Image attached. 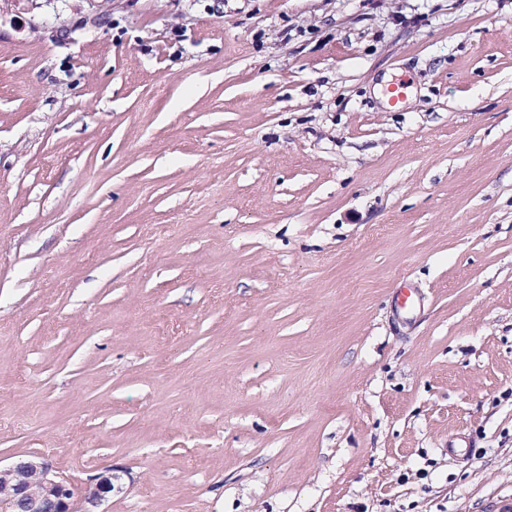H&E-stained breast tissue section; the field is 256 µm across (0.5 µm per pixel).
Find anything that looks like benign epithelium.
<instances>
[{
    "label": "benign epithelium",
    "instance_id": "7a95c632",
    "mask_svg": "<svg viewBox=\"0 0 512 512\" xmlns=\"http://www.w3.org/2000/svg\"><path fill=\"white\" fill-rule=\"evenodd\" d=\"M112 492V476H103L94 485L80 488L51 474L48 464L31 458L8 467L0 466V512H95Z\"/></svg>",
    "mask_w": 512,
    "mask_h": 512
}]
</instances>
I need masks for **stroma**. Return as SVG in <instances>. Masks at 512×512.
Listing matches in <instances>:
<instances>
[{
  "instance_id": "1",
  "label": "stroma",
  "mask_w": 512,
  "mask_h": 512,
  "mask_svg": "<svg viewBox=\"0 0 512 512\" xmlns=\"http://www.w3.org/2000/svg\"><path fill=\"white\" fill-rule=\"evenodd\" d=\"M30 456L100 512L512 501V0H0Z\"/></svg>"
}]
</instances>
